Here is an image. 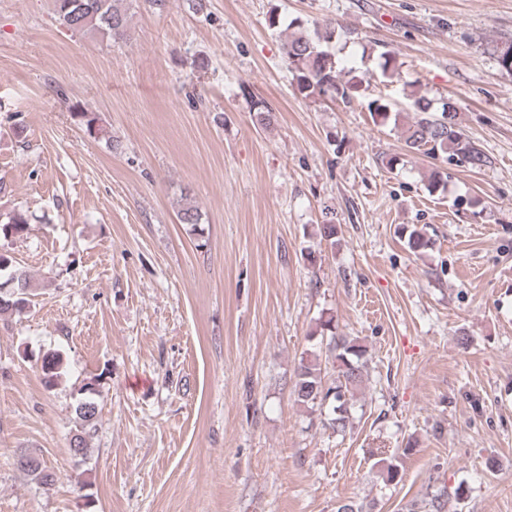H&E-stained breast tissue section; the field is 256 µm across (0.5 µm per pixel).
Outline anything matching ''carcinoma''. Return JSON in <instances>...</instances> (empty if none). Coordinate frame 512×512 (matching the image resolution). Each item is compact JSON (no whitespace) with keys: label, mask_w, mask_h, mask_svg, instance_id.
I'll return each mask as SVG.
<instances>
[{"label":"carcinoma","mask_w":512,"mask_h":512,"mask_svg":"<svg viewBox=\"0 0 512 512\" xmlns=\"http://www.w3.org/2000/svg\"><path fill=\"white\" fill-rule=\"evenodd\" d=\"M54 14L61 25L78 33H96L114 40L123 39L128 32V7L126 0H54ZM294 32L284 43L288 66L297 80V88L306 97H330L348 106L359 98L363 80L350 75L339 67L335 54L326 44L335 29L329 22L303 21L298 18L288 23ZM493 54L500 66L512 73V44L493 45ZM414 120L401 127V137L406 151L422 152L450 160L466 162L472 168L486 163L485 155L465 136L458 123L457 108L448 100L441 107H433L432 100L419 93L408 95ZM361 108L369 112L372 123L385 126L389 121H399L400 112L393 104L381 98L371 99ZM181 224L196 226L202 214L198 207L187 205L177 213ZM29 218L25 211L14 208L0 214V240L10 241L27 234ZM407 246L419 253L428 246L420 230L406 231ZM11 282L9 288L0 290V315L20 314L31 305L32 283L30 274L16 265L7 250L0 249V282ZM329 332L325 354L312 352L301 358L293 383L295 401L310 409H317L325 416L326 424L335 432L344 433L352 425L351 406L362 388L366 376L367 347L355 338L336 334L332 319L322 323ZM44 386L51 390L65 380L67 368L63 354L58 350L47 351L41 364ZM100 389L96 380L83 384L79 397L73 404L77 420L75 433L70 438L72 456L84 459L88 452V438L99 421L101 413ZM16 468L39 485L49 488L55 483V473L45 460L30 450L15 452ZM465 490L457 487L453 494L445 491L430 499L435 512H443L449 499L459 502Z\"/></svg>","instance_id":"1"}]
</instances>
